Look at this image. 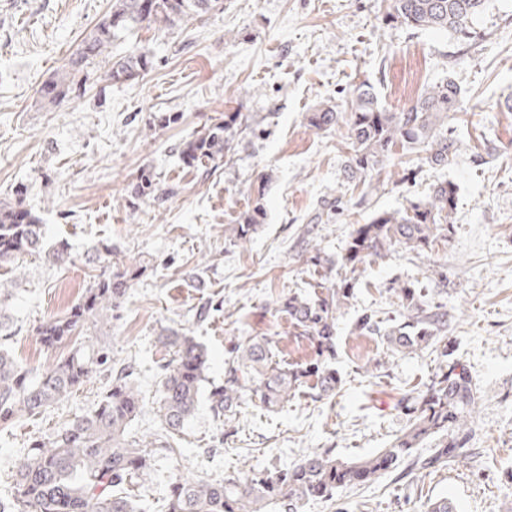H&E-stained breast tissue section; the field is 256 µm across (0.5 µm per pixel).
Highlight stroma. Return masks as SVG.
Returning a JSON list of instances; mask_svg holds the SVG:
<instances>
[{"instance_id":"35a3bbf8","label":"stroma","mask_w":512,"mask_h":512,"mask_svg":"<svg viewBox=\"0 0 512 512\" xmlns=\"http://www.w3.org/2000/svg\"><path fill=\"white\" fill-rule=\"evenodd\" d=\"M389 3L224 0L223 11L170 31L141 28L108 47L112 58L135 47L151 52L144 78L113 85L102 64L78 95L46 106L39 86L112 0H0V202L27 186L25 202L47 240L72 247L65 265L29 256L21 272L0 266L13 317L12 335L0 345L38 370L65 356L66 348H45L36 328L63 314L99 274L88 249L111 244L113 266L134 264L143 273L112 321L87 336L109 344L114 359L133 371L145 410L128 427L131 436L161 430L162 329L195 336L208 352L206 375L217 383L229 346L252 338H270L282 366H302L313 360L314 347L289 333L280 306L288 295L314 292L306 246L337 262L353 226L372 213L404 209L440 181L458 187L445 245L361 268L336 324L340 389L319 401L301 390L271 410L248 398L223 423L200 399L176 453L158 455L143 485L132 488L152 512H162L177 468L208 480L243 478L315 450L356 459L388 447L406 423L400 401L425 390L444 358L464 367L481 395L468 442L474 459L400 482L386 476L343 488L304 512H424L428 500L442 496L457 512H512V0H487L472 23L478 38L469 42L387 22ZM449 77L463 89L461 110L446 120L458 147L454 163L423 168L401 185L385 165L367 204L360 188L343 189L347 128L315 130L308 113L320 104L344 106L364 82L396 110ZM161 112L177 113V123L159 128L154 117ZM235 112L241 118L225 132L227 160L209 173L186 166L182 144ZM144 170L175 195L162 202L131 198ZM339 195L341 214L314 222L322 203ZM257 198L261 225L246 243L233 244L226 225ZM439 267L448 285L430 289L428 298L455 317L447 357L429 348L395 355L383 337L354 333L360 314L390 309L388 282L425 283ZM202 307L207 315L200 320ZM110 380L94 375L46 412L0 430V492L12 483L20 449L91 413Z\"/></svg>"}]
</instances>
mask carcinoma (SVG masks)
<instances>
[{
  "instance_id": "cac0c4a2",
  "label": "carcinoma",
  "mask_w": 512,
  "mask_h": 512,
  "mask_svg": "<svg viewBox=\"0 0 512 512\" xmlns=\"http://www.w3.org/2000/svg\"><path fill=\"white\" fill-rule=\"evenodd\" d=\"M208 2L215 5L218 0H112V10L81 41L62 70L40 85L38 96L49 104L61 103L80 91L90 68L123 35L144 27L171 30L210 13L211 9L204 8ZM486 2L392 0L388 18L415 29L450 31L470 41L477 37L472 19L484 11ZM150 68L149 52L132 50L111 62L108 81L130 82ZM461 101V87L448 78L392 112L379 104L371 86L362 84L354 89L344 110L320 106L309 114L308 123L318 131H328L343 121L349 126L344 172L347 182L362 183L366 201L377 189L367 176L388 160L400 166L417 161L431 168L454 163L456 139L448 134L445 119L460 108ZM224 131L221 122L209 126L183 144L182 159L190 166L205 167L224 158L228 145ZM456 199V185L441 181L427 198L411 202L402 211L378 213L357 225L330 287L313 299L291 295L281 305L293 332L314 343L316 363L309 368L284 367L273 361L264 338L232 345L224 360V382L212 385L208 396L214 418L221 422L235 415L248 394L273 409L294 397L310 375L316 377L310 386L312 398L334 393L341 384L333 368L337 312L352 296L351 282L359 266L395 252H428L448 242ZM263 215V205L257 200L240 214L238 223L229 225L231 238L240 240L256 232ZM41 254L53 264L71 262L68 242L46 246L44 225L23 198L1 204L0 264ZM140 274L141 268L132 266L98 275L64 315L37 327L40 342L54 349L72 342L76 332L112 320ZM386 292L397 298L403 320L383 329L374 315L364 314L354 326L358 334L384 337L393 353L416 352L444 340L453 320L447 308L422 300L414 288L391 285ZM9 297L11 292L0 287V338L10 336ZM159 340L170 358L160 366L157 412L162 433L149 439L127 435L143 402L129 367L112 360L106 343L76 346L34 379L31 368L0 348V427L47 411L95 373H112L109 389L90 414L65 425L47 441H33L20 455L12 470L13 500L0 499V512H145L127 487L152 470L155 454L175 452L173 444L197 409L208 369V353L194 337L165 328ZM478 403L476 384L466 369L448 365L426 391L404 406L407 423L388 447L352 460L340 459L334 449L326 448L288 466L253 469L243 481L233 476L208 481L179 472L172 478L167 512H302L312 500L332 499L341 487L443 468L470 456L467 443ZM436 435L443 439L435 447L425 454L417 452L422 442Z\"/></svg>"
}]
</instances>
